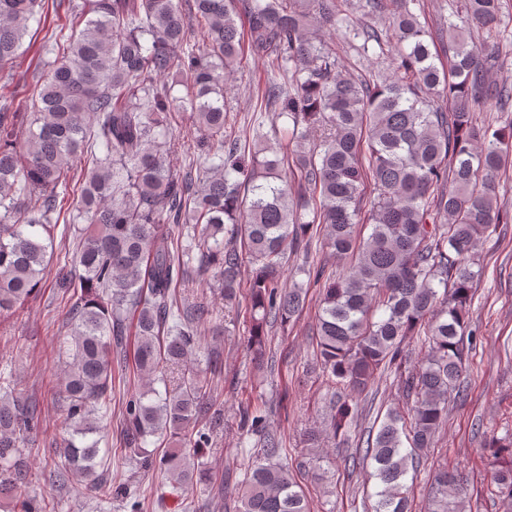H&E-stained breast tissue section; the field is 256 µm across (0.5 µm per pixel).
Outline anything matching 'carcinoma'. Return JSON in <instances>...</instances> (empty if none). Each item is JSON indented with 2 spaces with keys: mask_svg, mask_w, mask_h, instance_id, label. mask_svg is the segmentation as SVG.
Returning <instances> with one entry per match:
<instances>
[{
  "mask_svg": "<svg viewBox=\"0 0 512 512\" xmlns=\"http://www.w3.org/2000/svg\"><path fill=\"white\" fill-rule=\"evenodd\" d=\"M80 29L52 32L44 76L24 101L0 105V319L16 315L47 281L58 198L74 190L73 160L89 165L79 181L72 223L81 225L66 268L55 278L75 293L68 310L60 393L70 437L61 438L57 476L74 478L108 497L98 474L111 449L90 442L101 433L98 406L112 394L115 374L132 367L143 391L125 405L120 443L141 455L139 467L189 485L205 468L184 449L204 439L196 425L220 424L214 387L195 365L198 324L212 320L202 299L178 296L187 260L221 285L224 301L239 296L244 262L249 282L247 349L269 361L268 332L284 329L304 306L298 286L281 283L290 256L314 282H324L316 327L322 383L340 396L329 415L333 437H345L354 409L341 396L365 392L388 369L410 418L390 409L377 430L348 458L374 465L368 512H412L406 476L432 447L460 397L468 307L482 267L480 239L494 224L512 222L495 192L512 162V123L494 127L480 113L512 102V79L490 84L474 33L491 30L502 0H465L446 22L437 63L428 33L407 4L396 8L392 73L378 81L342 73L335 49L306 33L316 22L336 26L339 0H59ZM45 0H0V71L22 58L30 21ZM204 22L202 42L188 40ZM267 59L294 91L266 82L261 92L283 129L298 142L320 137L297 154L292 194L281 160L250 162L227 131L224 74L244 55ZM185 90L182 102L213 159L199 182L178 174L167 156L180 140L166 114L177 98L165 80ZM24 128L22 150L15 137ZM368 211L371 231L358 239ZM323 227L324 245L346 263L325 276L303 242ZM424 337L428 350L409 360L406 341ZM180 371L179 387L159 393L157 374ZM41 419L39 406L0 387V503L9 512H54V502L29 496L30 464L22 445ZM238 425L260 435L259 458L237 488L238 512H310L292 480L280 435L258 407L239 409ZM167 432L174 450L153 460L147 437ZM501 512H512V437L491 441ZM421 512H466L462 474L440 462Z\"/></svg>",
  "mask_w": 512,
  "mask_h": 512,
  "instance_id": "carcinoma-1",
  "label": "carcinoma"
}]
</instances>
